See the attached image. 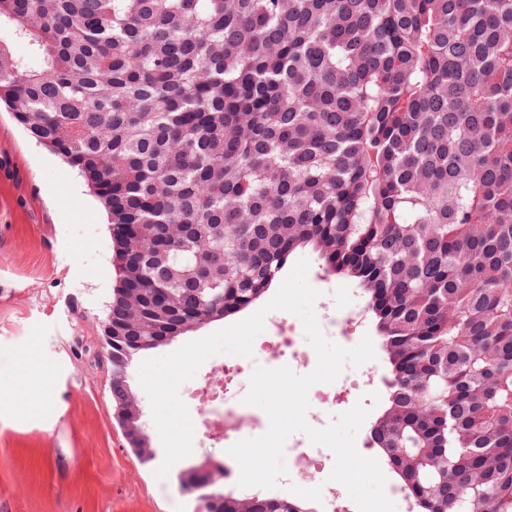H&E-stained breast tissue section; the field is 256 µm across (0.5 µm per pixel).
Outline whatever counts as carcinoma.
I'll return each instance as SVG.
<instances>
[{"instance_id":"cac0c4a2","label":"carcinoma","mask_w":512,"mask_h":512,"mask_svg":"<svg viewBox=\"0 0 512 512\" xmlns=\"http://www.w3.org/2000/svg\"><path fill=\"white\" fill-rule=\"evenodd\" d=\"M0 103L106 210L112 382L299 251L364 292L378 454L418 512H512V0H0ZM202 491L221 499L224 468ZM251 512H307L261 497Z\"/></svg>"}]
</instances>
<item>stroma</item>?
Instances as JSON below:
<instances>
[{
  "instance_id": "35a3bbf8",
  "label": "stroma",
  "mask_w": 512,
  "mask_h": 512,
  "mask_svg": "<svg viewBox=\"0 0 512 512\" xmlns=\"http://www.w3.org/2000/svg\"><path fill=\"white\" fill-rule=\"evenodd\" d=\"M117 273L107 214L79 175L0 109V512H201L183 470L223 463L216 439L166 479L112 406L102 327Z\"/></svg>"
}]
</instances>
